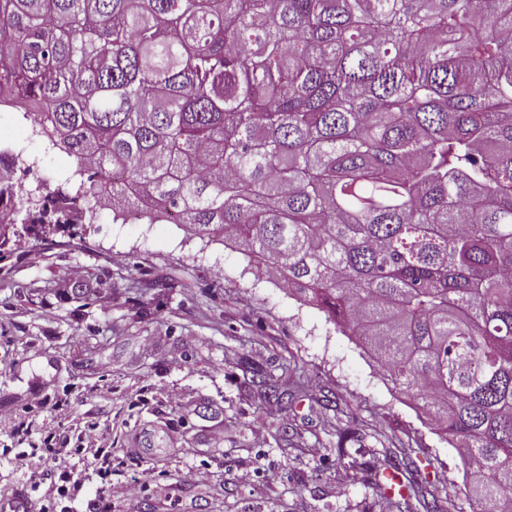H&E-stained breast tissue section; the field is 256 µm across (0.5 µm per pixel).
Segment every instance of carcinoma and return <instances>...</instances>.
Wrapping results in <instances>:
<instances>
[{
  "label": "carcinoma",
  "mask_w": 512,
  "mask_h": 512,
  "mask_svg": "<svg viewBox=\"0 0 512 512\" xmlns=\"http://www.w3.org/2000/svg\"><path fill=\"white\" fill-rule=\"evenodd\" d=\"M113 219L242 245L512 512V0H0V100Z\"/></svg>",
  "instance_id": "carcinoma-1"
}]
</instances>
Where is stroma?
<instances>
[{"label": "stroma", "mask_w": 512, "mask_h": 512, "mask_svg": "<svg viewBox=\"0 0 512 512\" xmlns=\"http://www.w3.org/2000/svg\"><path fill=\"white\" fill-rule=\"evenodd\" d=\"M0 145L36 164L0 261V502L23 490L30 512H123L133 489L139 512H377L388 457L414 461L402 481L471 512L456 449L323 310L181 224L116 221L98 207L32 227L36 186L75 165L16 108L0 111ZM64 269L72 280L61 281ZM285 365L306 389L289 412L258 399L250 373ZM340 404L358 415L343 445ZM88 410L117 473L99 478L70 456L81 488L64 493L59 469L29 451L60 446ZM23 420L33 424L24 440L14 432ZM342 446L362 449L367 479L346 468ZM189 468L199 482L181 481Z\"/></svg>", "instance_id": "stroma-1"}]
</instances>
